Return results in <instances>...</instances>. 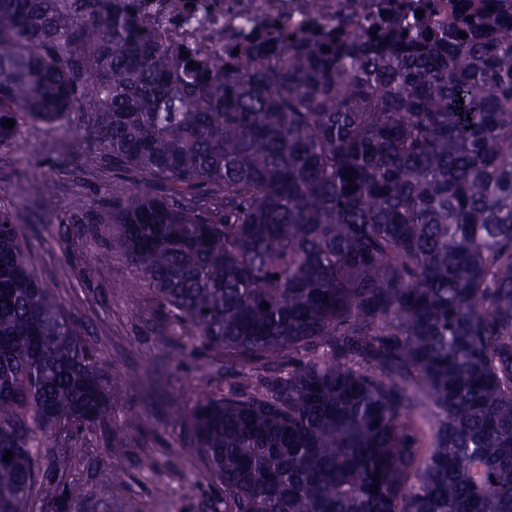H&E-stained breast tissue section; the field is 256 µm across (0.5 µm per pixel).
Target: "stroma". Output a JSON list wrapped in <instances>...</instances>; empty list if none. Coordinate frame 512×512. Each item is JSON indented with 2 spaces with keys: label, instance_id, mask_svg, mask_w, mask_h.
Listing matches in <instances>:
<instances>
[{
  "label": "stroma",
  "instance_id": "stroma-1",
  "mask_svg": "<svg viewBox=\"0 0 512 512\" xmlns=\"http://www.w3.org/2000/svg\"><path fill=\"white\" fill-rule=\"evenodd\" d=\"M89 146L85 135L38 124L17 149L0 151V205L19 216L32 271L97 354L133 377L108 427L85 433L93 453L79 469L80 483L95 512H217L224 493L172 407L189 404L200 386L223 385L224 363L207 350L181 356L175 325L150 288L133 287L138 272L111 236L73 242L74 215L100 211L112 194L111 180L84 169ZM47 186L62 199L50 215L37 209ZM133 416L139 428H129ZM116 436L129 445L119 461L108 454Z\"/></svg>",
  "mask_w": 512,
  "mask_h": 512
}]
</instances>
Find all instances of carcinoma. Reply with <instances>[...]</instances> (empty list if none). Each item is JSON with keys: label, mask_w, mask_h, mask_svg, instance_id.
I'll return each mask as SVG.
<instances>
[{"label": "carcinoma", "mask_w": 512, "mask_h": 512, "mask_svg": "<svg viewBox=\"0 0 512 512\" xmlns=\"http://www.w3.org/2000/svg\"><path fill=\"white\" fill-rule=\"evenodd\" d=\"M496 2L446 25L276 29L192 70L136 0H0V151L30 125L90 127L112 200L73 237L115 226L129 287L153 288L183 353L224 357V387L173 408L224 512H512V12ZM127 381L0 209V512L85 510L81 434ZM57 435L59 492L41 479Z\"/></svg>", "instance_id": "1"}]
</instances>
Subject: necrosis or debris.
<instances>
[{
    "label": "necrosis or debris",
    "instance_id": "1",
    "mask_svg": "<svg viewBox=\"0 0 512 512\" xmlns=\"http://www.w3.org/2000/svg\"><path fill=\"white\" fill-rule=\"evenodd\" d=\"M158 20L163 42L219 61L225 48L250 40L266 28L301 34L327 33L349 17L372 25L382 18L417 13L447 20L458 0H144Z\"/></svg>",
    "mask_w": 512,
    "mask_h": 512
}]
</instances>
